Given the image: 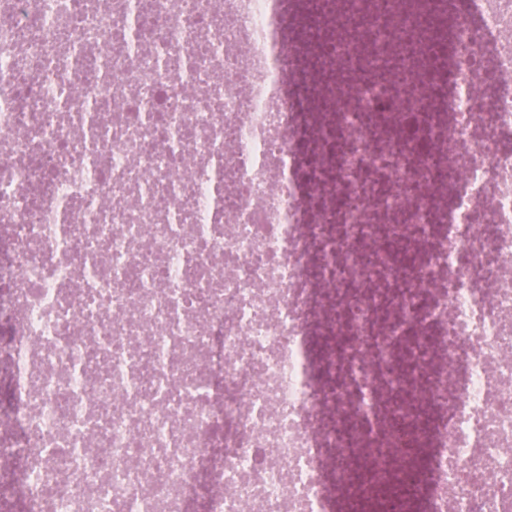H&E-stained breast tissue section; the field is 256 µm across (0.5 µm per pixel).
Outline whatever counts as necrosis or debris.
Returning a JSON list of instances; mask_svg holds the SVG:
<instances>
[{
	"instance_id": "4bbe7bcc",
	"label": "necrosis or debris",
	"mask_w": 512,
	"mask_h": 512,
	"mask_svg": "<svg viewBox=\"0 0 512 512\" xmlns=\"http://www.w3.org/2000/svg\"><path fill=\"white\" fill-rule=\"evenodd\" d=\"M0 0V501L512 512V0Z\"/></svg>"
}]
</instances>
